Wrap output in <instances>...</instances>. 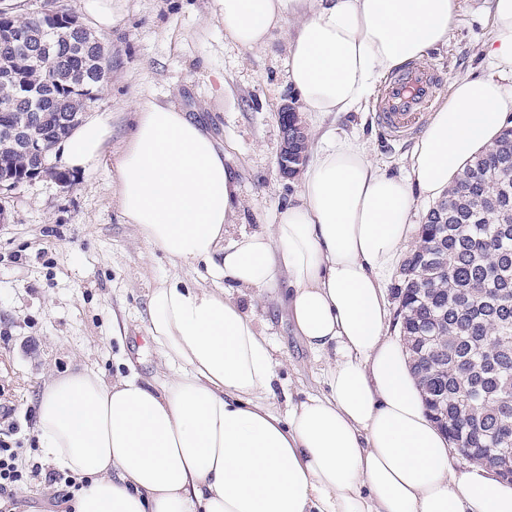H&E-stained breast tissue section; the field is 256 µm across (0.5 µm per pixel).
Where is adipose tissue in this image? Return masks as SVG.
<instances>
[{
  "label": "adipose tissue",
  "mask_w": 512,
  "mask_h": 512,
  "mask_svg": "<svg viewBox=\"0 0 512 512\" xmlns=\"http://www.w3.org/2000/svg\"><path fill=\"white\" fill-rule=\"evenodd\" d=\"M458 0H214L227 36L253 50L287 30L288 85L326 118L366 106L378 81L448 43ZM492 72L462 77L432 112L404 175L357 136L325 131L287 205L262 231L231 233L239 187L210 130L139 100L113 165L124 223L172 266L148 300L164 380L51 376L38 399L43 457L87 479L72 512H512V484L458 472L402 347L385 333V280L436 198L512 117V0H492ZM109 119L53 148L60 169L99 163ZM281 290L298 336L324 356L327 393L277 408L276 350L242 303Z\"/></svg>",
  "instance_id": "obj_1"
}]
</instances>
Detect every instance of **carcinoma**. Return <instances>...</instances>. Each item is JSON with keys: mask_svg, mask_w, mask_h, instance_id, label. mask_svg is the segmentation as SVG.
Listing matches in <instances>:
<instances>
[{"mask_svg": "<svg viewBox=\"0 0 512 512\" xmlns=\"http://www.w3.org/2000/svg\"><path fill=\"white\" fill-rule=\"evenodd\" d=\"M0 25V175L27 174L34 160L11 138L26 118L41 119L46 150L70 133L88 90L110 70L107 50L67 29L38 28V15L10 10ZM56 66L42 64L35 37ZM512 128L480 150L420 225L395 287L400 334L432 419L454 446L481 463L512 462Z\"/></svg>", "mask_w": 512, "mask_h": 512, "instance_id": "obj_1", "label": "carcinoma"}]
</instances>
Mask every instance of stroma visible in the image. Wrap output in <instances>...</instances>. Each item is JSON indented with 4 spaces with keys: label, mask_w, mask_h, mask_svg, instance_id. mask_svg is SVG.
Here are the masks:
<instances>
[{
    "label": "stroma",
    "mask_w": 512,
    "mask_h": 512,
    "mask_svg": "<svg viewBox=\"0 0 512 512\" xmlns=\"http://www.w3.org/2000/svg\"><path fill=\"white\" fill-rule=\"evenodd\" d=\"M113 23L100 31L111 71L86 116L108 115L112 136L97 166L66 186L45 178L0 192V430L24 449L38 447V396L50 372L77 365L104 379L116 374L154 381L160 358L146 332L149 293L162 278L201 281L204 267L173 268L151 251L134 225L123 223L110 191L111 158L124 146L134 102L169 101L206 124L224 149L240 186L236 230L257 231L294 194L297 179L276 167L277 114L297 100L286 83V35L263 50L241 48L224 35L213 0H112ZM493 36L490 0H459L448 43L430 53L444 84L487 74L481 55ZM308 129L337 128L362 137L371 159L393 175L409 164L414 139L396 138L376 110L318 120ZM253 313L284 358L277 367V404L322 390L324 361L296 336L276 298ZM45 478L16 488V512H65Z\"/></svg>",
    "instance_id": "35a3bbf8"
}]
</instances>
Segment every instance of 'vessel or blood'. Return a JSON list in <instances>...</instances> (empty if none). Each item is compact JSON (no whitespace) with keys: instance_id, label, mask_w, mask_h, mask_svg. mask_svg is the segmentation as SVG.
Wrapping results in <instances>:
<instances>
[{"instance_id":"vessel-or-blood-1","label":"vessel or blood","mask_w":512,"mask_h":512,"mask_svg":"<svg viewBox=\"0 0 512 512\" xmlns=\"http://www.w3.org/2000/svg\"><path fill=\"white\" fill-rule=\"evenodd\" d=\"M441 88L440 76L423 63L409 66L381 94L378 119L396 137L414 133Z\"/></svg>"}]
</instances>
